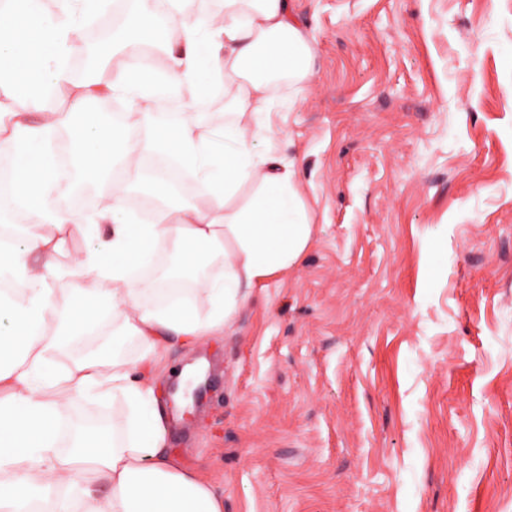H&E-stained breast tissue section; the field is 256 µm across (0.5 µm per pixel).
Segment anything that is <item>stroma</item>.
<instances>
[{
	"label": "stroma",
	"instance_id": "stroma-1",
	"mask_svg": "<svg viewBox=\"0 0 512 512\" xmlns=\"http://www.w3.org/2000/svg\"><path fill=\"white\" fill-rule=\"evenodd\" d=\"M267 94L313 237L223 335L167 447L224 512H512V0H295Z\"/></svg>",
	"mask_w": 512,
	"mask_h": 512
}]
</instances>
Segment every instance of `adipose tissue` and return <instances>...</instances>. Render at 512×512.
Masks as SVG:
<instances>
[{
    "label": "adipose tissue",
    "mask_w": 512,
    "mask_h": 512,
    "mask_svg": "<svg viewBox=\"0 0 512 512\" xmlns=\"http://www.w3.org/2000/svg\"><path fill=\"white\" fill-rule=\"evenodd\" d=\"M144 2L124 0L122 25L82 74L71 47L110 0H0V61L12 67L0 86V154L10 161L0 170V512H224L218 489L166 450L155 370L169 340L191 347L223 335L252 290L312 241L294 162L255 145L271 77L308 75L293 0H219L206 15L195 0H164L161 15ZM153 46L163 68H132ZM228 87L227 119L202 109ZM62 95L66 111L48 106ZM148 156L167 172L147 186L156 207L145 221L123 172ZM63 181L95 185L111 203L60 204L51 191ZM74 231L84 240L75 254ZM166 243L176 268L149 282ZM101 335L111 344L60 363L74 341ZM109 396L124 413L108 442L87 428L61 451L73 407Z\"/></svg>",
    "instance_id": "adipose-tissue-1"
}]
</instances>
